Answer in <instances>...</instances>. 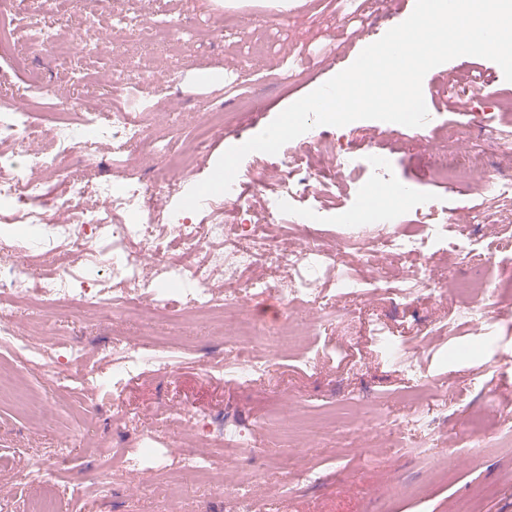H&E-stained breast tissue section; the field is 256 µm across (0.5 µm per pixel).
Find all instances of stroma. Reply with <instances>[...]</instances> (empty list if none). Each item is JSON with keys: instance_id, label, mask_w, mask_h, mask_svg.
I'll return each mask as SVG.
<instances>
[{"instance_id": "obj_1", "label": "stroma", "mask_w": 512, "mask_h": 512, "mask_svg": "<svg viewBox=\"0 0 512 512\" xmlns=\"http://www.w3.org/2000/svg\"><path fill=\"white\" fill-rule=\"evenodd\" d=\"M415 0H288L279 10L246 0L227 8L217 0H70L67 15L57 0H0V22L22 25L30 11L55 24H72L76 53L53 59L27 54L25 41L0 47V105L24 95L33 123L52 126L54 118L73 123L113 106H128L112 78L124 75L150 104L149 139L124 148L100 141L95 162L79 146L57 156L45 172L42 210L47 223L68 224L69 211L57 204L70 178L85 185L81 205L101 208L103 188L116 177L140 183L145 213L166 220L180 199L208 177L219 157L238 142L260 133L285 108L349 67L367 43L380 39L410 16ZM161 26L182 18L217 36L153 54L138 41H121L114 13ZM368 19L367 38L354 34L350 16ZM121 41L120 50L111 41ZM494 63L460 56L431 69L423 90L453 81L457 94L426 101L433 115L423 131L396 123L359 120L343 127L320 125L286 143L278 153L253 152L240 164L247 214L223 213L225 223L243 219L263 225L270 243L284 252L313 241L335 254L350 287L335 280L320 284L323 314L309 326L300 347L270 360L268 376L240 383L215 368L224 356L228 321H182L179 312L147 305L137 317L113 314L110 307L88 311L59 305L51 332L32 342L55 355L24 362L14 349L0 347V389L42 395L53 381L112 374V351L135 347L143 364L126 374L116 402L96 389L75 384L58 397L41 422L0 403V512H22L26 502L57 497L60 512H234L231 501L183 474L170 446L196 448L207 442L212 467L227 472L254 467L259 483L253 512L275 503L279 512H512V451L478 459L475 438L503 437L512 424V252L497 250L512 238V205L496 199L486 185L489 172L512 176V112L475 96V80ZM211 78L201 81V71ZM334 144L355 161L339 167L322 152ZM389 157L386 180L408 183L427 198L448 229L432 243V258L384 253L369 258L371 238L356 225L340 223L351 209L366 207L360 187L375 181L369 155ZM188 156V177L172 169L170 156ZM300 155L325 186L318 197L297 199L296 210L320 211L317 223L293 224L270 214L274 180L291 155ZM472 166L468 184L455 187L434 178L448 155ZM177 179L172 193H156L161 172ZM267 184H256L258 175ZM430 265L446 281V294L404 296L411 275ZM462 281H480L485 291L457 292ZM491 296V316L472 326L469 310ZM250 317L277 332L290 321L308 322L302 305L285 309L273 293L251 296ZM86 352L85 366L68 362L70 345ZM419 385L426 409L445 404L435 426L447 437L427 457H447L431 467L413 450L409 433L385 428L384 420L404 418L415 404L404 393ZM303 419L327 418L316 439L289 437L276 425L283 411ZM373 411L381 429L363 442L354 418ZM224 424L223 436L211 427ZM151 449L140 460L139 477L129 476L124 455ZM52 478L31 479L46 460ZM321 474L309 486L297 478L284 485V471L306 466Z\"/></svg>"}]
</instances>
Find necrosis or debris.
Instances as JSON below:
<instances>
[{"mask_svg":"<svg viewBox=\"0 0 512 512\" xmlns=\"http://www.w3.org/2000/svg\"><path fill=\"white\" fill-rule=\"evenodd\" d=\"M148 126L142 112L116 109L101 115L99 122L87 123L84 127L73 128L55 126L47 129L31 123L23 112L0 111V145L4 143H24L32 150L24 158L13 155H0V203L18 208L33 233L37 245L50 254L60 245H74L81 255L88 271L108 267L107 276L96 279L93 288H76L70 274L55 273L46 281L42 292L46 295L78 294L86 303H105L113 312L124 313L129 304L123 287L137 281L139 260L137 255L124 253L112 263H105L98 247L100 239L111 238L113 246L123 242L138 240L142 250L159 252V235L153 218L146 215L139 204L142 187L125 184L113 185L107 195L103 210H87L81 207L84 194L81 182L73 180L59 199L61 207L72 211L74 218L69 224H48L40 209L44 196V183L37 175L38 167L47 162L51 155L68 151L72 144H79L86 160H93L98 143L108 138L121 146H130L146 138ZM283 190L272 202L271 208L279 215L289 214L291 201L303 195H314L321 187L304 165L300 157L287 161L281 176ZM123 212L127 221L123 224L111 223V213ZM170 229L185 252L193 253L208 250V264L184 268L163 263L158 268L159 282L148 287L143 296L154 304L170 306L162 289L163 284L183 281L192 285L189 298L191 309L201 313L233 309L237 337L224 342L223 364L236 373L243 381L266 374L267 362L245 357L238 345V336L254 337L256 342L269 354L276 355L284 345L282 335H261L251 318L245 313L243 303L248 295L263 294L271 288H278L284 304L298 301L309 308L320 306L316 280L311 276L312 268L333 269L332 254L309 243L296 252L283 253L275 249L264 234L261 225H225L219 222L200 226L186 223L184 218L170 222ZM264 261L271 271L283 266L303 269L304 274L289 284L280 286L275 280H255L246 283L237 293L219 299L214 297L208 283L214 272H223L225 279H236L239 273L256 261ZM35 275L34 270L23 257L0 259V345H13L18 341L15 331V317L28 297L27 284Z\"/></svg>","mask_w":512,"mask_h":512,"instance_id":"necrosis-or-debris-1","label":"necrosis or debris"}]
</instances>
